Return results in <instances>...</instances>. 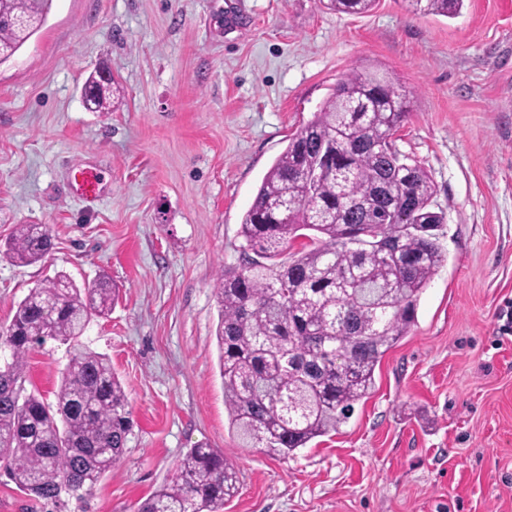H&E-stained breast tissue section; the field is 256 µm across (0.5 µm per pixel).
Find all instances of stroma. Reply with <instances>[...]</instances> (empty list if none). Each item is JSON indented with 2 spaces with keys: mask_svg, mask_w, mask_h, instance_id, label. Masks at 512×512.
<instances>
[{
  "mask_svg": "<svg viewBox=\"0 0 512 512\" xmlns=\"http://www.w3.org/2000/svg\"><path fill=\"white\" fill-rule=\"evenodd\" d=\"M388 72L412 95L393 137L422 166L446 219L447 263L375 388L335 433L294 457L231 434L214 331L220 267L242 261L240 224L289 138L346 74ZM106 68L119 109L87 111ZM99 173L96 196L70 175ZM44 224L53 249L0 258V326L36 283L104 274L119 290L82 345L128 393L124 455L90 495L36 502L0 472V512H134L199 442L241 488L224 512H512V0H464L453 18L377 0H53L0 64V242ZM71 347L28 356L27 390L54 400Z\"/></svg>",
  "mask_w": 512,
  "mask_h": 512,
  "instance_id": "stroma-1",
  "label": "stroma"
}]
</instances>
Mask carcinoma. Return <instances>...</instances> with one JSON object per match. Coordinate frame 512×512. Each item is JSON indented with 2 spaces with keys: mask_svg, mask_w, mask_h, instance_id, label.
Wrapping results in <instances>:
<instances>
[{
  "mask_svg": "<svg viewBox=\"0 0 512 512\" xmlns=\"http://www.w3.org/2000/svg\"><path fill=\"white\" fill-rule=\"evenodd\" d=\"M52 2L13 0L0 14V64L41 28ZM463 2L407 5L452 18ZM375 3L329 0L349 15ZM85 87L90 111H112V80L91 76ZM409 116V94L391 76L355 70L265 173L241 224L253 256L220 270L214 288L224 406L241 447L284 460L336 431L374 388L376 367L415 324L421 295L448 261L435 185L392 142ZM51 249L47 226L20 224L0 255L22 267ZM118 293L104 274L80 288L60 273L30 289L0 331V465L38 500L91 492L124 454L129 398L105 356L75 350L53 403L25 388L29 351L48 338L79 341ZM239 488L237 467L200 443L136 512H222Z\"/></svg>",
  "mask_w": 512,
  "mask_h": 512,
  "instance_id": "carcinoma-1",
  "label": "carcinoma"
}]
</instances>
